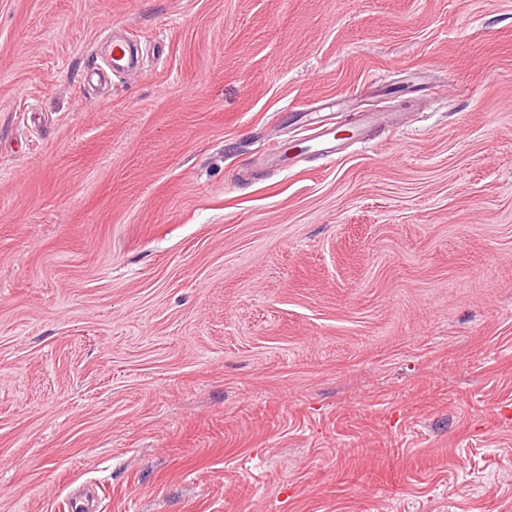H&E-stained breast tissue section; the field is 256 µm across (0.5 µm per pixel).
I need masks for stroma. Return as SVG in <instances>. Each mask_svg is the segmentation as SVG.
<instances>
[{
    "instance_id": "stroma-1",
    "label": "stroma",
    "mask_w": 512,
    "mask_h": 512,
    "mask_svg": "<svg viewBox=\"0 0 512 512\" xmlns=\"http://www.w3.org/2000/svg\"><path fill=\"white\" fill-rule=\"evenodd\" d=\"M89 485L512 512V0H0V512ZM112 71L120 72L135 67L134 56L128 45L118 39H112Z\"/></svg>"
}]
</instances>
